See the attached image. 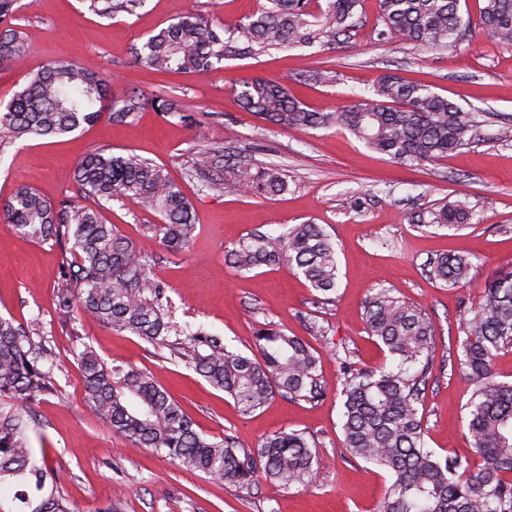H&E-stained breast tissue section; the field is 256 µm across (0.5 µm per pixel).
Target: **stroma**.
Returning <instances> with one entry per match:
<instances>
[{
	"label": "stroma",
	"mask_w": 512,
	"mask_h": 512,
	"mask_svg": "<svg viewBox=\"0 0 512 512\" xmlns=\"http://www.w3.org/2000/svg\"><path fill=\"white\" fill-rule=\"evenodd\" d=\"M263 2L144 0L135 13L103 18L85 0H19L15 23L29 54L25 66H0V104L25 86L28 72L65 60L103 78L111 98L133 89L149 99L173 97L185 114L165 116L147 106L129 124L105 119L60 138L0 137V202L24 183L51 201L89 205L75 166L94 149L133 152L165 166L194 207L198 234L188 248L168 250L147 230L158 216L129 202H107L101 211L151 258L173 321L189 333L204 329L246 355L254 353L255 331L263 325L300 336L315 350L319 377L328 387L315 402L278 395L243 414L229 395L171 358L169 350L89 317L62 323L57 296L73 254L0 223V316L35 326L34 341L56 356V390L33 407L30 445L44 452L73 512H377L390 479L342 445L336 356L351 352L365 369L390 365L364 318L366 301L382 288L425 312L435 326L419 407L428 448L441 457L480 462L466 428L472 389L458 375L457 357L462 324L480 302L485 281L512 268V139L496 136L512 124V45L481 32L440 51L383 43L377 39V0H362L355 37L331 50L316 45L231 54L206 75L159 73L132 57L135 44L185 14L202 13L232 28ZM320 70L330 71V79H317ZM384 74L429 84L463 111L478 113L479 140L443 160L409 167L333 128L291 132L269 126L243 111L231 91L239 79L262 77L287 86L308 109L328 112L370 94ZM201 142L229 150L235 166H279L287 191L228 195L210 190L205 178H186ZM456 199L468 201L475 213L469 226L411 224L414 213ZM305 222L321 225L336 246L335 293L322 295L285 266L242 273L229 263V251L251 233H282ZM449 251L471 261L469 286L452 288L428 278L430 258ZM87 346L107 364L151 374L207 438L229 434L241 449L252 450L269 435L305 432L320 460L314 485L288 489L261 474L243 489L218 483L113 434L85 400L77 360Z\"/></svg>",
	"instance_id": "stroma-1"
}]
</instances>
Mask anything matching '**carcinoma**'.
I'll list each match as a JSON object with an SVG mask.
<instances>
[{"instance_id": "1", "label": "carcinoma", "mask_w": 512, "mask_h": 512, "mask_svg": "<svg viewBox=\"0 0 512 512\" xmlns=\"http://www.w3.org/2000/svg\"><path fill=\"white\" fill-rule=\"evenodd\" d=\"M17 0H0V64L27 56L14 26ZM143 0H89V10L110 17L133 12ZM361 0H266L234 29L190 14L161 28L132 51L133 59L156 72L209 73L224 62L231 44L246 41L256 55L303 44L327 49L347 43ZM379 39L409 42L427 50L446 49L462 32L460 0H377ZM478 28L512 44V0H483ZM231 90L239 106L262 121L288 130L338 127L371 150L404 165L433 162L475 143V118L428 85L383 75L368 96L335 112H312L292 99L288 88L261 77L243 79ZM107 89L93 72L53 61L28 74L27 84L0 109V132L14 140L60 137L107 118L130 123L145 105L164 114L181 112L170 98L146 101L136 91L107 104ZM224 149L201 145L186 177L219 170ZM80 194L99 200H127L158 214L149 228L171 251L189 245L197 232L192 205L167 170L136 154L88 153L77 164ZM218 192L276 194L287 188L283 171L270 165L255 172L233 167L209 182ZM5 223L36 242L71 245L78 261L69 265L58 295L60 319L87 314L154 347L179 344L183 330L170 320L164 288L153 278L149 257L97 210L69 200L54 204L21 185L3 205ZM464 201L446 202L411 217L416 224L458 229L472 223ZM234 267L286 265L324 295L336 292V248L318 224H294L281 234H256L229 253ZM429 277L448 286L469 282L472 263L444 253L428 263ZM371 336L393 359V369H361L350 357L337 358L342 378L343 447L390 477L379 512H512V383L496 379L493 364L512 346V271L486 281L483 301L465 320L459 372L473 387L466 425L482 458L474 466L461 457L440 458L426 447L418 404L425 389L434 325L426 313L391 294L375 293L365 305ZM185 336V335H183ZM187 363L224 391L245 414L275 394L317 401L327 395L317 374L318 359L298 336L266 325L255 332L257 354L231 351L216 336H185ZM52 351L36 346L24 327L0 317V484L14 485L18 512H72L68 500L47 489L51 471L36 463L29 446V420L37 398L50 389ZM88 405L114 433L138 448H152L181 467L240 488L263 472L285 487H309L320 461L303 432H279L255 451L238 448L231 435L211 440L149 374L108 366L89 347L78 359Z\"/></svg>"}]
</instances>
